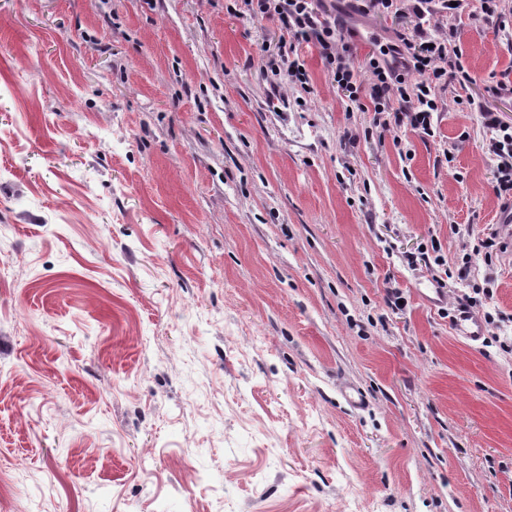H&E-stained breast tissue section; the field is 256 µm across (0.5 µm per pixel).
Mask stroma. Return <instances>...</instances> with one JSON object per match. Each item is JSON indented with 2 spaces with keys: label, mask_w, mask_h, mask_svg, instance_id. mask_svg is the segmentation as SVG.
Returning <instances> with one entry per match:
<instances>
[{
  "label": "stroma",
  "mask_w": 512,
  "mask_h": 512,
  "mask_svg": "<svg viewBox=\"0 0 512 512\" xmlns=\"http://www.w3.org/2000/svg\"><path fill=\"white\" fill-rule=\"evenodd\" d=\"M481 6L428 137L314 44L309 88L266 75L276 22L224 0H0L8 512H512V353L452 329L475 297L512 336ZM412 23L350 21L362 56Z\"/></svg>",
  "instance_id": "stroma-1"
}]
</instances>
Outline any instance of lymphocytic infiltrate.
Here are the masks:
<instances>
[{"instance_id": "1", "label": "lymphocytic infiltrate", "mask_w": 512, "mask_h": 512, "mask_svg": "<svg viewBox=\"0 0 512 512\" xmlns=\"http://www.w3.org/2000/svg\"><path fill=\"white\" fill-rule=\"evenodd\" d=\"M466 0H413L412 30L397 31L392 43L379 52L358 59L353 32L342 19L322 11L320 0H224L228 14L250 20H276L281 36L276 52L267 54L265 68L272 76L286 77L308 87L309 74L298 53L301 43H314L337 88L350 103L369 101L376 115L392 114L415 130L434 136V114L441 109L437 89L448 78L471 82L460 49L451 47L457 28L439 34L443 18L461 15ZM401 101L403 112H392L391 101ZM484 125L492 129L488 151L496 162L499 195L512 200V125L491 112H482Z\"/></svg>"}]
</instances>
